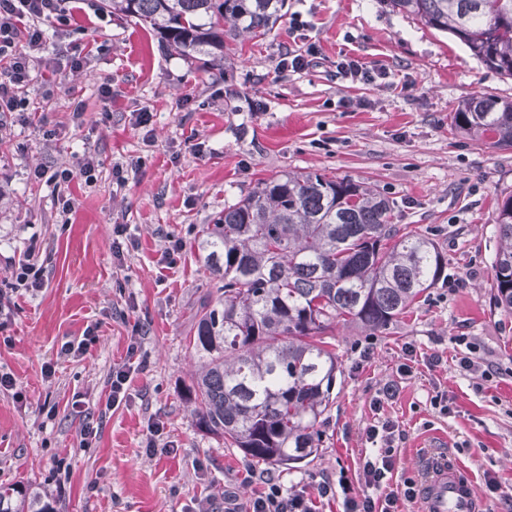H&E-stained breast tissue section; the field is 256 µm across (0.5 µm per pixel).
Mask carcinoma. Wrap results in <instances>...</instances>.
I'll return each mask as SVG.
<instances>
[{"label":"carcinoma","instance_id":"1","mask_svg":"<svg viewBox=\"0 0 512 512\" xmlns=\"http://www.w3.org/2000/svg\"><path fill=\"white\" fill-rule=\"evenodd\" d=\"M284 0H105L112 14L160 35L163 48L219 67L265 36ZM455 36L486 67L512 77V0H384ZM477 144L512 149V101L479 96L453 112ZM377 190L317 171L283 172L224 207L197 241L216 295L195 312L197 370L188 403L199 427L257 463L318 452L334 401L337 323L370 335L397 321L444 277L425 234L394 223ZM495 293L512 313V196L498 207ZM0 512H54L21 484L0 485Z\"/></svg>","mask_w":512,"mask_h":512}]
</instances>
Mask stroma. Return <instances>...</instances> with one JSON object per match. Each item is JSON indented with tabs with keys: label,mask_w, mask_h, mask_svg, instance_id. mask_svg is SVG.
<instances>
[{
	"label": "stroma",
	"mask_w": 512,
	"mask_h": 512,
	"mask_svg": "<svg viewBox=\"0 0 512 512\" xmlns=\"http://www.w3.org/2000/svg\"><path fill=\"white\" fill-rule=\"evenodd\" d=\"M297 14L309 23L301 34L291 29ZM312 43L316 64L279 70L286 50ZM77 50L90 54L89 71L70 69ZM344 53L386 79L338 78ZM45 55L55 70L31 87L29 115L0 130V374L16 383L0 391V484H32L56 512H224L225 496L246 504L266 474L312 494L324 479L356 478L363 431L377 414L371 402L396 380L399 394L380 413L403 431L396 478L445 454L470 472L484 512H500L486 482L512 492V314L494 304L493 261L497 209L512 195V150L478 145L449 114L477 94L512 100V78L382 0H285L271 32L220 70L162 50L138 24L91 12L52 23ZM106 79L108 96L99 89ZM142 112L148 125L137 123ZM89 154L100 161L97 179L70 182L71 212L51 186L28 177L39 165L76 168ZM313 170L372 184L393 200L397 223L435 239L460 287L426 291L366 359L356 350L365 333L337 325L336 399L317 454L255 465L202 431L187 403L196 304L216 289L197 239L258 180ZM120 234L136 244L117 257ZM175 240L182 252L169 269L161 258ZM29 253L45 270L44 286L14 289L12 267ZM91 329L97 340L85 353H63ZM459 336L495 364L491 381L460 370ZM408 343L441 354V363L399 378ZM119 365L132 369L130 398L110 410ZM439 389L450 415L431 404ZM152 420L163 425L159 436L149 434Z\"/></svg>",
	"instance_id": "35a3bbf8"
}]
</instances>
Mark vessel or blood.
<instances>
[{
    "label": "vessel or blood",
    "instance_id": "vessel-or-blood-1",
    "mask_svg": "<svg viewBox=\"0 0 512 512\" xmlns=\"http://www.w3.org/2000/svg\"><path fill=\"white\" fill-rule=\"evenodd\" d=\"M421 512H478L476 488L455 461H430L422 485Z\"/></svg>",
    "mask_w": 512,
    "mask_h": 512
}]
</instances>
